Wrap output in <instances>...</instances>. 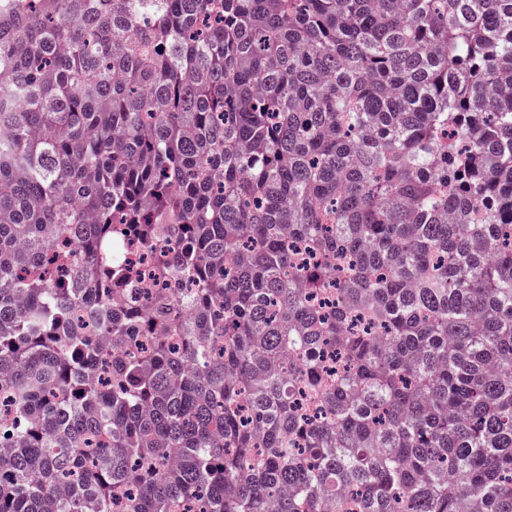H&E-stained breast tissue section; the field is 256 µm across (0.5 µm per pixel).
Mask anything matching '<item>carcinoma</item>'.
Masks as SVG:
<instances>
[{
    "mask_svg": "<svg viewBox=\"0 0 512 512\" xmlns=\"http://www.w3.org/2000/svg\"><path fill=\"white\" fill-rule=\"evenodd\" d=\"M0 512H512V0H0Z\"/></svg>",
    "mask_w": 512,
    "mask_h": 512,
    "instance_id": "carcinoma-1",
    "label": "carcinoma"
}]
</instances>
